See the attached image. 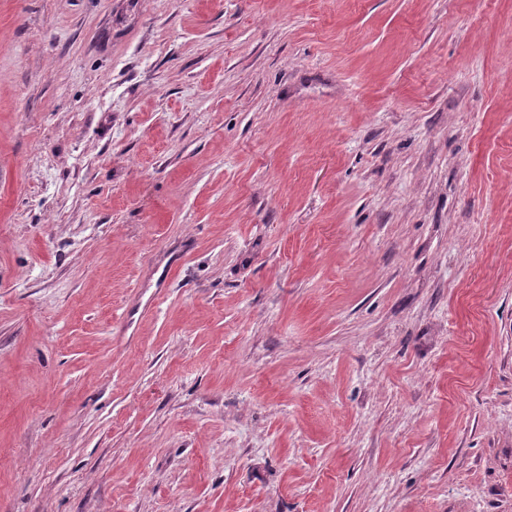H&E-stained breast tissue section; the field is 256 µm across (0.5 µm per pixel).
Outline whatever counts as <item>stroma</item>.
<instances>
[{
    "label": "stroma",
    "mask_w": 512,
    "mask_h": 512,
    "mask_svg": "<svg viewBox=\"0 0 512 512\" xmlns=\"http://www.w3.org/2000/svg\"><path fill=\"white\" fill-rule=\"evenodd\" d=\"M0 512H512V0H0Z\"/></svg>",
    "instance_id": "obj_1"
}]
</instances>
